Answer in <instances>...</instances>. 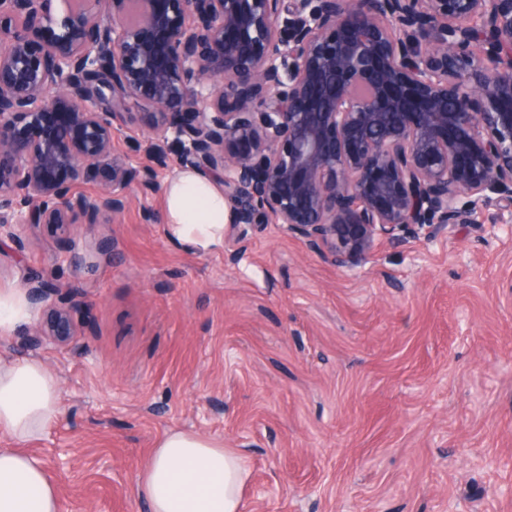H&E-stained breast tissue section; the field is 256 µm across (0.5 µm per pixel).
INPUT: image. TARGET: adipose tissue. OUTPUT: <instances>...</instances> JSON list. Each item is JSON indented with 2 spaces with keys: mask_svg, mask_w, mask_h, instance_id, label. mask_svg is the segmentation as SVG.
<instances>
[{
  "mask_svg": "<svg viewBox=\"0 0 512 512\" xmlns=\"http://www.w3.org/2000/svg\"><path fill=\"white\" fill-rule=\"evenodd\" d=\"M228 211L215 181L187 169L167 182L164 232L174 244L201 252L224 249ZM59 417L57 384L35 359L0 362V512H62L57 484L43 461L27 452ZM250 478L237 449L200 434L171 429L151 448L138 480L150 512H242Z\"/></svg>",
  "mask_w": 512,
  "mask_h": 512,
  "instance_id": "ef3b65f1",
  "label": "adipose tissue"
}]
</instances>
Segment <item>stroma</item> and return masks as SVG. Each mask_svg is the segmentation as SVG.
<instances>
[{"label":"stroma","mask_w":512,"mask_h":512,"mask_svg":"<svg viewBox=\"0 0 512 512\" xmlns=\"http://www.w3.org/2000/svg\"><path fill=\"white\" fill-rule=\"evenodd\" d=\"M471 223L377 241L336 268L279 224L241 226L220 252L171 244L163 195L133 189L112 224L78 215L0 238V290L34 271L86 297L39 360L60 414L33 443L64 512H148L137 481L168 430L244 452V512H512V235ZM70 463L57 471L58 449Z\"/></svg>","instance_id":"stroma-1"}]
</instances>
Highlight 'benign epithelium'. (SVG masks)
<instances>
[{
  "mask_svg": "<svg viewBox=\"0 0 512 512\" xmlns=\"http://www.w3.org/2000/svg\"><path fill=\"white\" fill-rule=\"evenodd\" d=\"M143 121L128 158L114 134ZM188 168L229 232L280 224L339 269L376 241L512 223V0H0V236L115 220ZM105 173L92 197L78 183ZM37 350L84 288L24 277Z\"/></svg>",
  "mask_w": 512,
  "mask_h": 512,
  "instance_id": "obj_1",
  "label": "benign epithelium"
}]
</instances>
